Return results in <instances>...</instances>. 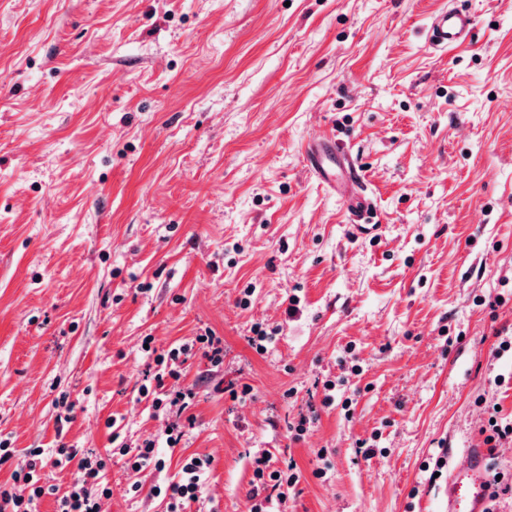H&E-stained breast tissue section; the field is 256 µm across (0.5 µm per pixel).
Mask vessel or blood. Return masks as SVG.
<instances>
[{"instance_id": "vessel-or-blood-1", "label": "vessel or blood", "mask_w": 512, "mask_h": 512, "mask_svg": "<svg viewBox=\"0 0 512 512\" xmlns=\"http://www.w3.org/2000/svg\"><path fill=\"white\" fill-rule=\"evenodd\" d=\"M475 25L472 13L454 7L438 12L428 28L431 48L445 50L469 40ZM304 162L332 193L347 206L357 221H366L372 210L360 169L353 156L330 137L307 140ZM490 458L486 449L466 451L462 467L453 468L448 476V512H489L494 488L490 482Z\"/></svg>"}]
</instances>
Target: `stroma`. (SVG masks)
<instances>
[{"label":"stroma","instance_id":"35a3bbf8","mask_svg":"<svg viewBox=\"0 0 512 512\" xmlns=\"http://www.w3.org/2000/svg\"><path fill=\"white\" fill-rule=\"evenodd\" d=\"M448 3L476 27L436 52ZM312 136L378 230L308 172ZM205 334L223 362L168 382L194 424L163 471L109 464L102 512H165L194 454L213 512H249L267 453L300 476L286 512H446L438 460L512 414V0H0V438L163 437L142 339ZM303 156L309 171L345 203L356 221L366 222L372 200L353 156L330 137L307 140Z\"/></svg>","mask_w":512,"mask_h":512}]
</instances>
